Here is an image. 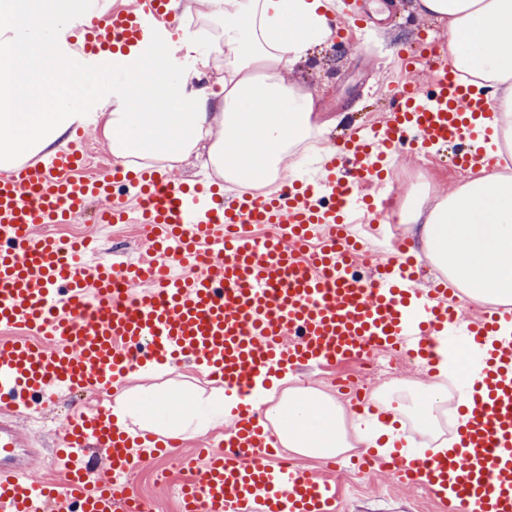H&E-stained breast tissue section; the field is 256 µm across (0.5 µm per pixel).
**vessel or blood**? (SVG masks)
<instances>
[{
    "mask_svg": "<svg viewBox=\"0 0 512 512\" xmlns=\"http://www.w3.org/2000/svg\"><path fill=\"white\" fill-rule=\"evenodd\" d=\"M170 0H134L104 21L83 24L85 67H111L113 48L138 52L158 31L174 32ZM394 95L384 126L344 142L319 188L231 197L159 172L130 177L119 167L82 174L85 136L49 162L0 174V512H154L130 491L126 474L149 454L135 449L106 406L128 374L148 364L196 363L236 389L238 414L223 448L184 456L181 512H334L336 490L282 455L248 402L256 375L274 379L309 364L370 352L435 362L448 337L479 357L461 451L413 463L368 457L392 483L429 493L441 512H512V336L499 312L463 322L451 288H416V257L397 250L372 274L343 223L383 180L392 156L454 147V165L471 166L476 122L486 95L444 62ZM100 224L142 225L149 249L134 258L75 247L44 233L70 224L90 204ZM273 224L257 237L248 226ZM59 390L93 391L100 404L74 411L57 437L60 482L34 478L16 413ZM103 452L92 480L91 447Z\"/></svg>",
    "mask_w": 512,
    "mask_h": 512,
    "instance_id": "b4317fda",
    "label": "vessel or blood"
}]
</instances>
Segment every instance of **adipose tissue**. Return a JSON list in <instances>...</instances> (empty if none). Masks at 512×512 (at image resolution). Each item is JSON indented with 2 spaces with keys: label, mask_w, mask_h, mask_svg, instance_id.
I'll use <instances>...</instances> for the list:
<instances>
[{
  "label": "adipose tissue",
  "mask_w": 512,
  "mask_h": 512,
  "mask_svg": "<svg viewBox=\"0 0 512 512\" xmlns=\"http://www.w3.org/2000/svg\"><path fill=\"white\" fill-rule=\"evenodd\" d=\"M200 21L180 14L181 32L140 56L112 55V72L78 67L79 47L60 36L84 23L90 0H0V171L42 152L56 153L82 123L89 100L101 107V132L116 159L179 163L207 148L214 169L241 187L279 176L291 148L321 153L322 129L312 122L314 95L282 73L333 38L340 0H207ZM419 17L448 28V60L468 85L489 96L491 114L477 143L483 158L474 177L432 207L408 199L400 221L419 227L430 264L470 302L512 305V174L487 166L512 160V0H414ZM224 63L220 89L204 79ZM111 95H103L104 87ZM261 423L281 447L332 458L364 446L424 455L421 437L439 439L448 416V372L403 385L384 404L392 423L376 416L346 419L341 405L291 372L251 390ZM235 391L191 395L135 388L112 409L116 425L139 437L187 438L231 422Z\"/></svg>",
  "instance_id": "1"
}]
</instances>
